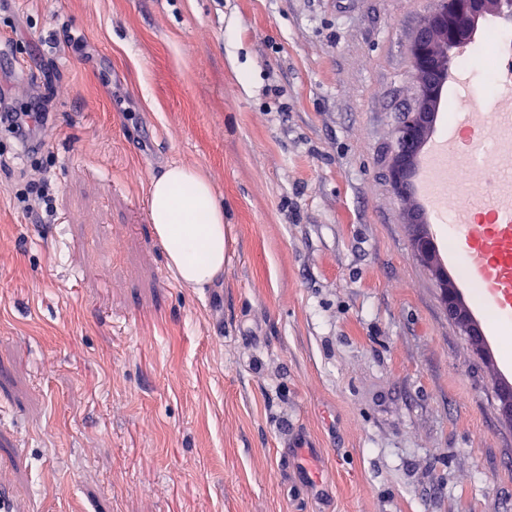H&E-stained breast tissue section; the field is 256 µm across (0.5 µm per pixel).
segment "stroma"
<instances>
[{"label":"stroma","instance_id":"35a3bbf8","mask_svg":"<svg viewBox=\"0 0 512 512\" xmlns=\"http://www.w3.org/2000/svg\"><path fill=\"white\" fill-rule=\"evenodd\" d=\"M433 5L0 0V95L52 112L35 153L0 133V482L33 512H512V341L449 322L390 180ZM171 164L224 203L204 289L152 234ZM280 441L293 476L297 478L299 485L303 488L312 490L319 483L317 472L312 468L301 466V463L298 462V452L305 448L312 450L313 444L309 443L305 435L296 431L288 433V430L280 436Z\"/></svg>","mask_w":512,"mask_h":512}]
</instances>
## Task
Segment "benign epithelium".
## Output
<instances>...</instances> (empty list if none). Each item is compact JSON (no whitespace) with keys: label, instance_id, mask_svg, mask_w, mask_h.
Listing matches in <instances>:
<instances>
[{"label":"benign epithelium","instance_id":"7a95c632","mask_svg":"<svg viewBox=\"0 0 512 512\" xmlns=\"http://www.w3.org/2000/svg\"><path fill=\"white\" fill-rule=\"evenodd\" d=\"M495 7V0H436L435 8L421 17L411 46L419 79L418 99L414 108L403 113L392 146L391 175L398 191L407 189L420 153L433 132L442 92L452 75L447 64L450 52L473 42L480 19ZM408 224L412 227L414 256L435 280L448 318L476 348H483L481 327L467 306L461 288L448 276L447 268L434 253L431 234L416 216L410 217ZM500 397L501 417L512 425L511 384L500 388Z\"/></svg>","mask_w":512,"mask_h":512}]
</instances>
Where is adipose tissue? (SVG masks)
<instances>
[{"instance_id":"obj_1","label":"adipose tissue","mask_w":512,"mask_h":512,"mask_svg":"<svg viewBox=\"0 0 512 512\" xmlns=\"http://www.w3.org/2000/svg\"><path fill=\"white\" fill-rule=\"evenodd\" d=\"M148 213L169 269L182 285L206 288L224 273V205L198 169L170 165L148 187Z\"/></svg>"}]
</instances>
